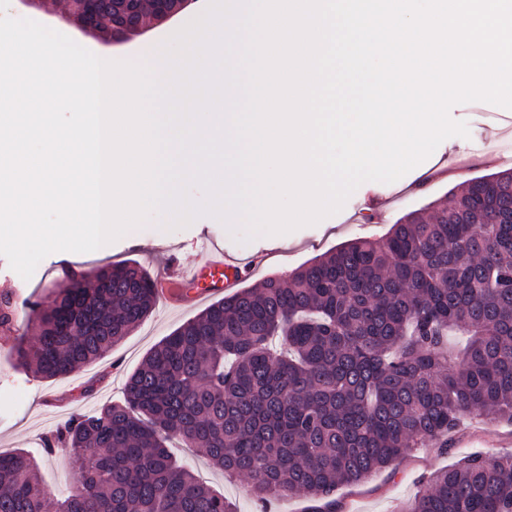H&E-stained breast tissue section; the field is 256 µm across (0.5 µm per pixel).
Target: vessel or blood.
I'll return each mask as SVG.
<instances>
[{
    "label": "vessel or blood",
    "instance_id": "obj_1",
    "mask_svg": "<svg viewBox=\"0 0 512 512\" xmlns=\"http://www.w3.org/2000/svg\"><path fill=\"white\" fill-rule=\"evenodd\" d=\"M204 253L201 264L161 275L157 279V293L161 299L174 302L187 292L192 300L201 301L237 290L256 274L265 260L261 253L241 258L215 245L205 247Z\"/></svg>",
    "mask_w": 512,
    "mask_h": 512
}]
</instances>
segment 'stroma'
Masks as SVG:
<instances>
[{"mask_svg": "<svg viewBox=\"0 0 512 512\" xmlns=\"http://www.w3.org/2000/svg\"><path fill=\"white\" fill-rule=\"evenodd\" d=\"M451 116L467 123L468 138L456 136L451 142L441 143L421 166L395 182L361 184L339 212L316 224L287 234L259 236L242 244L234 240L224 224L212 222L206 216L177 229L151 219L84 256L63 251L51 253L26 281L0 256V294L12 292L19 284L23 287L22 299L48 297L63 283L62 267L66 264L86 272L101 264L132 260L156 277L174 262L184 267L201 263L200 246L205 242L240 254L265 252L267 261L262 275L291 273L344 242L383 235L389 224L443 199L466 180L512 168V109L503 110L499 120L482 123L471 112L469 104L464 103L455 105ZM442 162L448 166V177L421 184L424 169ZM380 194L393 197L394 202L384 215L376 217L374 222H366L362 217L365 203ZM202 309V304L186 299L178 304L157 301L152 314L107 356L61 379L45 380L17 369L11 354L12 339L0 336V451H37L43 436L71 414L93 413L120 399L127 376L146 353ZM482 420L485 424L483 441L471 449L478 453L482 452L484 444L499 443L512 431V424L493 415H483ZM471 450L464 447L443 450L432 444L411 449L402 460L361 485L338 490L342 512H396L416 494L425 478L448 468ZM175 454L200 480L235 502L239 512H258L243 479L224 475L201 454L189 449H176ZM40 476L53 497L59 499L69 494L74 474L68 449H58L52 456L42 458Z\"/></svg>", "mask_w": 512, "mask_h": 512, "instance_id": "obj_1", "label": "stroma"}]
</instances>
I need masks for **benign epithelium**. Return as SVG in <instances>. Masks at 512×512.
Returning a JSON list of instances; mask_svg holds the SVG:
<instances>
[{"label":"benign epithelium","instance_id":"7a95c632","mask_svg":"<svg viewBox=\"0 0 512 512\" xmlns=\"http://www.w3.org/2000/svg\"><path fill=\"white\" fill-rule=\"evenodd\" d=\"M17 7L48 16L82 38L103 46H134L154 37V32L180 24L195 13L201 0H64L59 9L50 0H15ZM111 18L103 25V16Z\"/></svg>","mask_w":512,"mask_h":512}]
</instances>
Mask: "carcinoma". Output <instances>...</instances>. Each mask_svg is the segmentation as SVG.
<instances>
[{"mask_svg":"<svg viewBox=\"0 0 512 512\" xmlns=\"http://www.w3.org/2000/svg\"><path fill=\"white\" fill-rule=\"evenodd\" d=\"M136 263L72 274L25 301L18 366L68 377L153 311ZM16 305L0 297V327ZM466 337L460 361L448 336ZM512 421V169L475 177L376 240L347 243L288 276L221 298L156 344L124 399L74 413L42 440L70 450L74 490L53 499L35 457L0 452V512H238L177 464L170 442L247 480L260 503L304 495L335 512L413 448L448 447L468 414ZM403 512H512V454L467 455Z\"/></svg>","mask_w":512,"mask_h":512,"instance_id":"obj_1","label":"carcinoma"}]
</instances>
